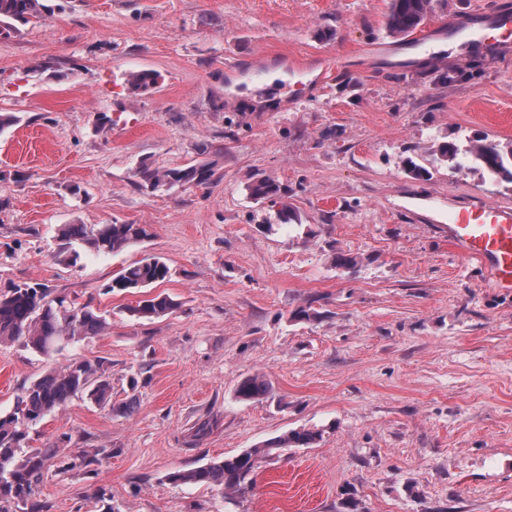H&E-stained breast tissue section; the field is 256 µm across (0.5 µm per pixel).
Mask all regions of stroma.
Returning a JSON list of instances; mask_svg holds the SVG:
<instances>
[{
	"mask_svg": "<svg viewBox=\"0 0 512 512\" xmlns=\"http://www.w3.org/2000/svg\"><path fill=\"white\" fill-rule=\"evenodd\" d=\"M388 2L47 0L0 36V112L20 118L0 131V289L41 282L109 313L50 358L0 344V412L79 360L102 362L113 404L137 398L121 414L78 396L30 426V447L66 432L68 455L110 453L49 467L48 512H512V291L448 242L452 208L512 209V183L436 159L447 141H512V46L433 65L386 31ZM272 53L352 68L291 96L233 93L227 64ZM140 70L158 87L128 91ZM199 163L208 185H138L141 166ZM258 173L297 222L249 197ZM112 222L149 236L58 261L61 225ZM146 255L170 268L155 290L172 315L129 316L136 296L103 290ZM255 374L270 397L237 400ZM302 427L322 439L262 459L241 492L169 480Z\"/></svg>",
	"mask_w": 512,
	"mask_h": 512,
	"instance_id": "stroma-1",
	"label": "stroma"
}]
</instances>
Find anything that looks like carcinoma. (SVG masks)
<instances>
[{"label":"carcinoma","instance_id":"obj_1","mask_svg":"<svg viewBox=\"0 0 512 512\" xmlns=\"http://www.w3.org/2000/svg\"><path fill=\"white\" fill-rule=\"evenodd\" d=\"M40 0H0V36L20 33L40 15ZM431 0H389L385 27L394 36H406L427 20ZM160 74L141 70L127 78L133 92L157 87ZM440 160L462 166L470 160L489 174L512 183V144L503 146L489 139H467L459 146L445 142L439 147ZM137 175L153 191L175 186H206L213 176L206 164L177 168H139ZM251 198L280 205L278 220L284 224L297 219L288 204L282 202L280 185L264 175L254 176L246 186ZM148 237L141 224H66L59 229L57 257L75 265L80 252L78 244L95 255L122 251ZM170 273L168 265L156 257H144L124 268L104 285L106 292H129L164 281ZM179 303L166 294L147 297L128 312L138 318H159L174 313ZM108 325L107 317L90 304H81L66 295L51 298L50 289L40 282L13 283L0 291V342L20 340L33 352L50 357L65 340L98 336ZM269 383L259 375L243 378L235 388L240 401L261 400L270 395ZM105 409L112 406V379L100 362H70L51 370L23 387L10 412L0 414V512H48L47 505L36 498L48 462L57 458L60 445L71 440L62 433L45 448L24 451L30 425L66 404L77 395ZM322 438L319 429H293L241 455L213 461L170 476L174 483H195L236 493L253 479L260 459L271 457L282 448L309 447Z\"/></svg>","mask_w":512,"mask_h":512}]
</instances>
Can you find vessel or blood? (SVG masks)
<instances>
[{
    "label": "vessel or blood",
    "instance_id": "b4317fda",
    "mask_svg": "<svg viewBox=\"0 0 512 512\" xmlns=\"http://www.w3.org/2000/svg\"><path fill=\"white\" fill-rule=\"evenodd\" d=\"M483 28L472 24L450 21L447 28L427 30L419 50L429 54L433 61H440L444 38H459L462 44L478 42L488 51H496L500 43L486 38L484 29H498L502 34L512 33V10L495 7L486 11ZM448 241L462 254L478 262L494 287L512 290V211L488 202H478L457 208L448 225Z\"/></svg>",
    "mask_w": 512,
    "mask_h": 512
}]
</instances>
